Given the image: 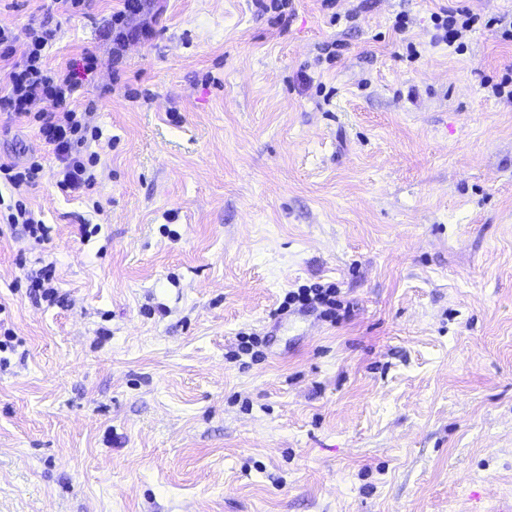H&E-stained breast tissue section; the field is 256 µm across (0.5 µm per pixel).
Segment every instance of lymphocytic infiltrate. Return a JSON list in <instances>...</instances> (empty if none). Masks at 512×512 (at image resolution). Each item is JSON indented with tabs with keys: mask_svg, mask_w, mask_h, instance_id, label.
<instances>
[{
	"mask_svg": "<svg viewBox=\"0 0 512 512\" xmlns=\"http://www.w3.org/2000/svg\"><path fill=\"white\" fill-rule=\"evenodd\" d=\"M434 43L455 45L464 32L475 30L479 24L499 26L504 39L512 41V19L492 16L481 19L468 8L449 7L433 13ZM57 31L42 24L31 28V43L21 60H13L11 34L0 27V63L8 70L9 81L0 93V112L17 121H34L44 144L60 163L57 184L61 191L72 194L89 190L95 183L91 166L80 153L85 145L87 127L70 107L96 69L93 57H83L65 67L53 69L44 61L45 48L54 41ZM52 100L56 111L40 112L36 106L43 100Z\"/></svg>",
	"mask_w": 512,
	"mask_h": 512,
	"instance_id": "f902f5d3",
	"label": "lymphocytic infiltrate"
}]
</instances>
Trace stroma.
Instances as JSON below:
<instances>
[{
	"label": "stroma",
	"instance_id": "stroma-1",
	"mask_svg": "<svg viewBox=\"0 0 512 512\" xmlns=\"http://www.w3.org/2000/svg\"><path fill=\"white\" fill-rule=\"evenodd\" d=\"M512 0H123L54 15L49 67L97 70L56 186L0 116V181L50 229L0 235V512H495L512 501V42L431 15ZM408 26L396 30L398 14ZM45 0H0L14 57ZM340 42L334 61L323 44ZM419 57H407L408 46ZM55 268L60 301L26 270ZM335 284L348 317L280 312ZM254 337L250 352L240 339ZM431 18L435 29L432 41L436 44L446 43L448 47H453L457 43L456 52L464 49L463 42H458L463 32L473 31L479 24L486 27L499 26L503 30L504 40L512 41V17L508 20L502 16H491L481 21L482 18L471 13L467 7H448L433 13ZM42 170L39 161H32L28 166L19 167L13 162H2V159L0 160V179L3 175L5 181L13 186L22 184L34 186ZM53 274V266L47 264L35 272V275L31 273L29 276L31 279L29 288L32 290L30 295L36 302L44 301L50 305L57 300V288L52 285Z\"/></svg>",
	"mask_w": 512,
	"mask_h": 512
}]
</instances>
